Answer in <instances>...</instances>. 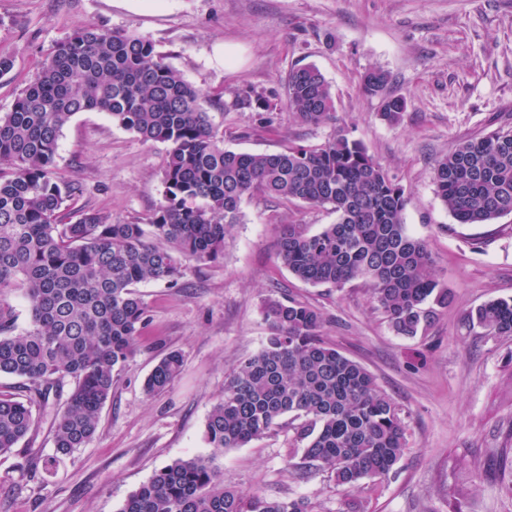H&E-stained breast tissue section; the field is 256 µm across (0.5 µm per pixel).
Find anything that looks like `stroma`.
<instances>
[{
  "mask_svg": "<svg viewBox=\"0 0 512 512\" xmlns=\"http://www.w3.org/2000/svg\"><path fill=\"white\" fill-rule=\"evenodd\" d=\"M82 27L152 40L212 99L225 148L272 153L349 131L403 188L408 231L427 243L452 298L418 336L397 335L363 281L308 284L278 258L282 223L314 233L335 214L244 197L223 259L184 262L178 287H140L150 321L114 377L95 437L55 474L27 476L18 468L27 447L54 452L44 416L31 445L0 455V512H121L164 466L209 454L205 422L224 378L265 344V306L283 297L322 313L326 341L374 375L405 422L408 448L389 476L342 488L318 469L302 479L285 471L293 442L282 427L218 458L227 484L300 498L313 512H512L501 475L512 461V336H485L463 321L485 301L512 297V214L457 223L433 180L435 159L456 143L512 126V0H0V55L13 62L0 75V114ZM303 65L330 84L335 122L311 127L288 115L284 79ZM372 68L406 100L398 123L382 120L379 98L362 89ZM257 94L274 106L270 125L241 105ZM166 149L106 113L81 112L59 137L56 177L82 188L77 206L142 224L164 199ZM171 350L183 355L180 373L147 395V375Z\"/></svg>",
  "mask_w": 512,
  "mask_h": 512,
  "instance_id": "1",
  "label": "stroma"
}]
</instances>
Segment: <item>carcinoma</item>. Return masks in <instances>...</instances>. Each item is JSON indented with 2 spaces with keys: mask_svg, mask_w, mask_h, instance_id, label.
Here are the masks:
<instances>
[{
  "mask_svg": "<svg viewBox=\"0 0 512 512\" xmlns=\"http://www.w3.org/2000/svg\"><path fill=\"white\" fill-rule=\"evenodd\" d=\"M387 74L370 69L363 89L381 96L380 116L397 123L406 100L385 93ZM288 110L318 127L334 118V100L314 66L285 79ZM209 97L188 82L154 43L88 27L50 52L37 76L0 114V375L26 381V393L0 392V455L48 413L55 455L28 449L25 470L51 473L60 457L87 445L112 394L115 371L136 353L149 309L140 285H178L186 260L215 262L239 221L242 199L261 193L336 214L316 233L281 225L278 257L298 279L341 288L360 279L390 328L414 337L448 306L427 244L410 236L407 198L363 144L338 134L321 145L253 154L224 148L210 122ZM258 121L269 100L246 97ZM103 111L141 140L167 145L164 201L144 224L114 222L74 206L79 189L55 177L60 133L79 112ZM436 194L460 224H489L512 214V126L459 142L435 160ZM22 292L30 321L15 335L8 295ZM272 332L261 350L224 378L208 414L211 453L164 466L121 512H312L302 499L243 495L214 464L288 420L305 444L285 457L301 479L312 468L339 486L384 478L407 449L406 427L390 397L360 363L323 338L326 320L294 300H272ZM464 320L487 336L512 335V297L489 300ZM166 353L145 381L163 390L180 372Z\"/></svg>",
  "mask_w": 512,
  "mask_h": 512,
  "instance_id": "1",
  "label": "carcinoma"
}]
</instances>
